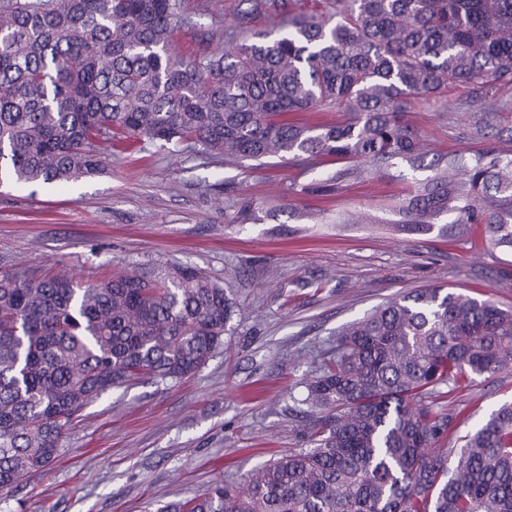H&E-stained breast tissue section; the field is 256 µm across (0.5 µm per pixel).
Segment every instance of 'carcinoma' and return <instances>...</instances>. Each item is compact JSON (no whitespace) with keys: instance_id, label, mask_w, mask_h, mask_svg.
I'll return each instance as SVG.
<instances>
[{"instance_id":"carcinoma-1","label":"carcinoma","mask_w":512,"mask_h":512,"mask_svg":"<svg viewBox=\"0 0 512 512\" xmlns=\"http://www.w3.org/2000/svg\"><path fill=\"white\" fill-rule=\"evenodd\" d=\"M234 44L180 56L179 0H0V184H63L108 164L123 134L228 161L350 163L301 188L326 190L368 167L413 182L396 229L483 224L512 253V147L429 155L404 119L413 97L512 83V0H244ZM266 16L269 30H252ZM330 108L315 126L290 119ZM234 303L183 266L154 277L78 283L0 272V490L59 453L71 422L114 387L177 381L224 346ZM512 371V311L424 288L346 324L304 381L311 448L154 512H512V403L448 466L447 398L468 375Z\"/></svg>"}]
</instances>
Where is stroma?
I'll return each instance as SVG.
<instances>
[{"label":"stroma","instance_id":"35a3bbf8","mask_svg":"<svg viewBox=\"0 0 512 512\" xmlns=\"http://www.w3.org/2000/svg\"><path fill=\"white\" fill-rule=\"evenodd\" d=\"M241 0H182L178 52H212ZM407 120L438 154L512 139V84L455 87L412 100ZM268 159L224 162L185 147L123 145L107 167L69 183L0 187V270L15 265L78 281L126 268H199L230 288L236 312L224 347L179 382L141 380L89 404L44 471L0 493V512H150L213 483L243 482L265 460L310 447L303 382L336 334L390 298L454 288L512 307V256L483 225L394 230L405 185L365 172L322 194L290 193L338 169ZM252 202L234 221L218 195ZM512 401V373L472 376L450 400L448 445Z\"/></svg>","mask_w":512,"mask_h":512}]
</instances>
